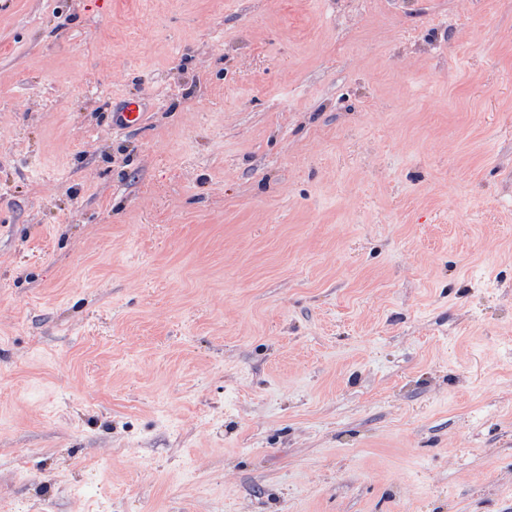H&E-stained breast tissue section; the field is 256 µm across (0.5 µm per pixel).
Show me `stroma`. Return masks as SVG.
<instances>
[{
  "label": "stroma",
  "mask_w": 512,
  "mask_h": 512,
  "mask_svg": "<svg viewBox=\"0 0 512 512\" xmlns=\"http://www.w3.org/2000/svg\"><path fill=\"white\" fill-rule=\"evenodd\" d=\"M0 512H512V0H0ZM145 114L140 100L125 99L119 104L117 112L112 114V126L114 129L127 130L141 124Z\"/></svg>",
  "instance_id": "stroma-1"
}]
</instances>
